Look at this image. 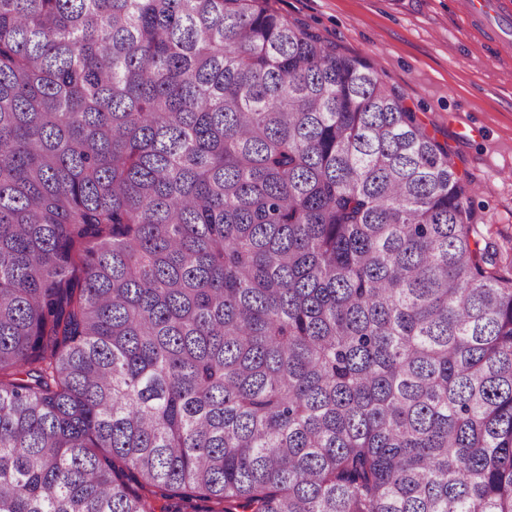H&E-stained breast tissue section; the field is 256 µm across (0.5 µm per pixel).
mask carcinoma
Listing matches in <instances>:
<instances>
[{
	"label": "carcinoma",
	"mask_w": 512,
	"mask_h": 512,
	"mask_svg": "<svg viewBox=\"0 0 512 512\" xmlns=\"http://www.w3.org/2000/svg\"><path fill=\"white\" fill-rule=\"evenodd\" d=\"M472 193L261 0H0V512H512Z\"/></svg>",
	"instance_id": "cac0c4a2"
}]
</instances>
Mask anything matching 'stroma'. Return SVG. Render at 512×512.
Masks as SVG:
<instances>
[{"instance_id":"stroma-1","label":"stroma","mask_w":512,"mask_h":512,"mask_svg":"<svg viewBox=\"0 0 512 512\" xmlns=\"http://www.w3.org/2000/svg\"><path fill=\"white\" fill-rule=\"evenodd\" d=\"M270 9L369 61L457 174L477 183L472 206L512 260V43L474 26L458 0H267Z\"/></svg>"}]
</instances>
